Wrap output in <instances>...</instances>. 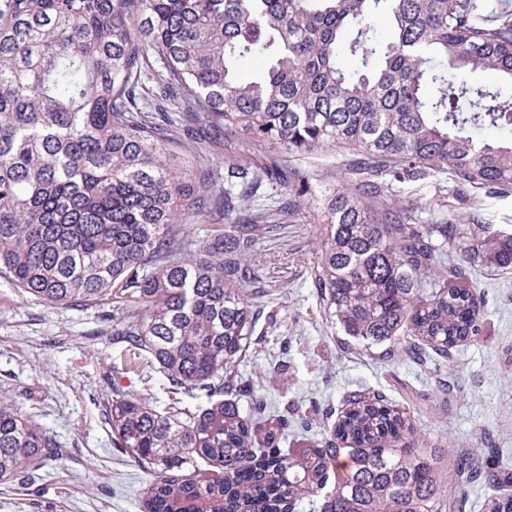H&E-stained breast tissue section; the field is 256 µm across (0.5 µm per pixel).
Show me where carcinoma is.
Returning <instances> with one entry per match:
<instances>
[{
    "label": "carcinoma",
    "instance_id": "obj_1",
    "mask_svg": "<svg viewBox=\"0 0 512 512\" xmlns=\"http://www.w3.org/2000/svg\"><path fill=\"white\" fill-rule=\"evenodd\" d=\"M474 71L512 82V0H0V273L46 303L109 307L127 351L206 398L108 404L114 445L156 472L144 512H288L320 495L322 512H437V454L410 445V416L381 396L354 395L333 439L296 455L277 448L279 424L259 432L255 407L224 395L256 322L243 291L270 280L257 241L301 199L321 224L314 285L346 335L412 336V355L446 357L480 334L467 266L512 269V234L464 209L424 219L393 194L439 172L512 193V99L473 87ZM204 130L247 151L342 147L356 184L318 193L299 169L247 161L221 183L166 148ZM55 448L0 403V480ZM200 460L221 476L193 478ZM454 473L471 481L472 459Z\"/></svg>",
    "mask_w": 512,
    "mask_h": 512
}]
</instances>
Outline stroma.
<instances>
[{"mask_svg":"<svg viewBox=\"0 0 512 512\" xmlns=\"http://www.w3.org/2000/svg\"><path fill=\"white\" fill-rule=\"evenodd\" d=\"M169 152L185 162L247 160L305 170L322 191L348 189L344 149L296 157L265 146L243 152L237 138L196 143L175 137ZM405 204H454L447 174L400 184ZM320 227L288 224L263 243L258 262L274 282L264 296L247 292L256 324L240 371L249 395L279 418L282 451L328 440L350 393L382 396L409 410L416 447L454 461L468 454L482 468L512 473V273L469 269L482 331L448 357L416 361L409 337L366 347L347 336L312 283ZM131 396L166 411L197 400L166 375L112 341V320L93 305L37 300L0 273V402L17 405L57 443L59 458L41 473L0 481V512H142L154 476L112 443L105 410Z\"/></svg>","mask_w":512,"mask_h":512,"instance_id":"35a3bbf8","label":"stroma"}]
</instances>
